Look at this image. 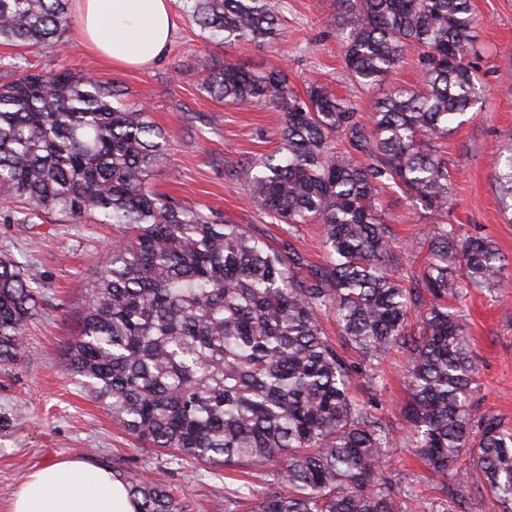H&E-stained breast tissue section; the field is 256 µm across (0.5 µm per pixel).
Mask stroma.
Instances as JSON below:
<instances>
[{
  "mask_svg": "<svg viewBox=\"0 0 512 512\" xmlns=\"http://www.w3.org/2000/svg\"><path fill=\"white\" fill-rule=\"evenodd\" d=\"M176 23L165 57L145 68H114L87 51L76 29L63 46L23 49L0 43V83L16 67L43 71L66 67L115 87L120 98L145 106L150 119L170 138L166 159L154 176L157 190L196 207L223 213L281 252L301 258L300 274L312 277L329 264L320 228L276 223L244 197V164L272 153L280 144L283 113L272 106L239 109L212 98L203 88L201 60L229 59L257 71H285L290 87L304 93L309 81L370 117L388 85L360 89L349 77L343 50L349 25H335L339 0H273L282 19L277 44L224 47L205 43L201 31L170 0ZM477 37L467 61L485 86L465 121L441 140L453 175L446 219L468 234H480L512 258V211L504 209L492 158L512 147V0H473ZM405 267H418L427 253L429 220L420 203L396 192L383 197ZM0 205V255L31 266L44 282L42 309L26 334L30 355L0 366V512H11L14 495L28 474L46 462L77 457L96 465L123 458L130 469L162 476L188 512H224V473L172 462L170 456L140 447L119 429L111 411L85 393L66 369L64 347L80 327L84 296L108 265L110 244L124 236L110 224H68L46 214L33 224L10 221ZM477 367L474 402L480 411L512 426V291L473 289L463 298ZM353 396L385 417L392 429L390 473L403 489L416 492L419 512H436L438 492L427 467L413 453L405 419L410 394L405 357L385 362L377 384L355 377Z\"/></svg>",
  "mask_w": 512,
  "mask_h": 512,
  "instance_id": "stroma-1",
  "label": "stroma"
}]
</instances>
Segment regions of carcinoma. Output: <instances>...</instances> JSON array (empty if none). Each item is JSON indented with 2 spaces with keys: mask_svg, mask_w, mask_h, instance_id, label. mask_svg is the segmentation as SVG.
<instances>
[{
  "mask_svg": "<svg viewBox=\"0 0 512 512\" xmlns=\"http://www.w3.org/2000/svg\"><path fill=\"white\" fill-rule=\"evenodd\" d=\"M70 2L0 0V41L61 42ZM339 2L357 18L344 62L361 88L391 81L408 48L422 51L421 85L391 89L367 123L319 82L299 96L280 70L201 64L205 89L224 104L284 112L278 150L245 165V194L282 224L320 225L331 257L321 274L300 278L299 257L156 191L165 134L68 69H23L0 85V204H18L23 224L48 213L126 229L86 293L68 369L124 432L174 460L267 469L261 495L224 487L226 512H417V495L397 491L389 472L391 430L353 400L354 369L324 335L323 315L371 365L407 355V421L439 490L457 505L474 486L512 512V429L471 404L476 369L454 305L468 288H511L512 259L445 221L452 175L437 149L484 92L465 63L477 27L470 0ZM183 10L207 43L280 40L271 0H183ZM493 166L512 209V148ZM391 190L430 215L417 273L390 261L397 245L382 196ZM41 288L32 268L0 258L1 365L25 357ZM464 454L471 464L461 468ZM112 477L136 512H187L163 480L119 459Z\"/></svg>",
  "mask_w": 512,
  "mask_h": 512,
  "instance_id": "cac0c4a2",
  "label": "carcinoma"
}]
</instances>
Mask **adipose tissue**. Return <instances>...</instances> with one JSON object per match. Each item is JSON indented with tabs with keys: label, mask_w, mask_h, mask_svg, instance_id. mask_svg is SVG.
<instances>
[{
	"label": "adipose tissue",
	"mask_w": 512,
	"mask_h": 512,
	"mask_svg": "<svg viewBox=\"0 0 512 512\" xmlns=\"http://www.w3.org/2000/svg\"><path fill=\"white\" fill-rule=\"evenodd\" d=\"M86 47L118 67H145L164 54L175 28L168 0H77ZM12 512H135L110 469L79 459L32 471Z\"/></svg>",
	"instance_id": "adipose-tissue-1"
}]
</instances>
